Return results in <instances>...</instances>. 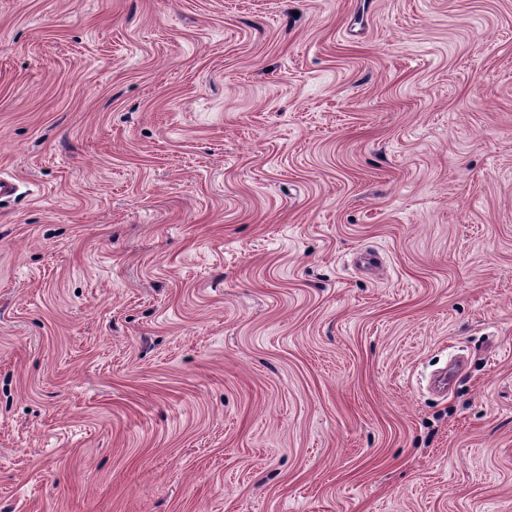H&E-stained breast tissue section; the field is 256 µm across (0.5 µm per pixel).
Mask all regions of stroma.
<instances>
[{
  "label": "stroma",
  "instance_id": "stroma-1",
  "mask_svg": "<svg viewBox=\"0 0 512 512\" xmlns=\"http://www.w3.org/2000/svg\"><path fill=\"white\" fill-rule=\"evenodd\" d=\"M1 174L0 512H512V0H0Z\"/></svg>",
  "mask_w": 512,
  "mask_h": 512
}]
</instances>
